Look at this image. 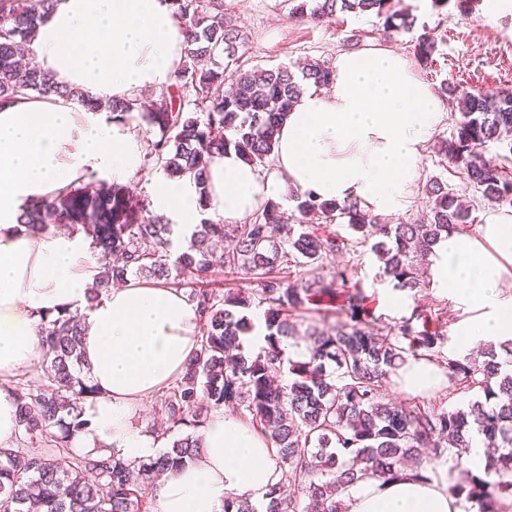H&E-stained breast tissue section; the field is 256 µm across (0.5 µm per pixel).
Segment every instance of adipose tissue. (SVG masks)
I'll return each mask as SVG.
<instances>
[{
	"instance_id": "adipose-tissue-1",
	"label": "adipose tissue",
	"mask_w": 512,
	"mask_h": 512,
	"mask_svg": "<svg viewBox=\"0 0 512 512\" xmlns=\"http://www.w3.org/2000/svg\"><path fill=\"white\" fill-rule=\"evenodd\" d=\"M188 33L170 0H56L27 55L59 85L98 101H125L171 83ZM447 117L433 87L407 58L383 47L341 52L330 82L308 87L280 125L270 174L227 151L210 167L207 210L235 224L287 187L324 199H352L367 212L406 209L421 179V158ZM145 127L107 121L73 102L23 97L0 106V445L18 433L17 408L3 381L40 358L44 317L76 309L85 322L82 352L97 390L75 448L117 446L127 457L155 454L157 442L127 427L137 402L168 386L197 346L199 316L183 292L128 279L97 302L90 238L48 225L27 234L19 216L30 202L67 193L96 173L115 183L145 167ZM159 214L185 233L198 223L191 178L154 188ZM512 210L489 213L477 235L452 234L434 248L430 285L453 290L480 314L457 325L461 347L512 338ZM203 451L179 473L163 474L157 512H221L229 497L263 502L280 480L271 444L234 415L214 413ZM348 512H459L448 487L411 474L353 488Z\"/></svg>"
}]
</instances>
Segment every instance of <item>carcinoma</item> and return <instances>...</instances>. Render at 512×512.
Masks as SVG:
<instances>
[{"label": "carcinoma", "instance_id": "carcinoma-1", "mask_svg": "<svg viewBox=\"0 0 512 512\" xmlns=\"http://www.w3.org/2000/svg\"><path fill=\"white\" fill-rule=\"evenodd\" d=\"M55 0H0V104L18 96H58L96 110L102 103L50 81L34 64L22 68L20 45L51 12ZM189 32L173 83L162 90L165 105L140 98L113 102L122 119L136 111L155 128L147 161L172 178L190 175L199 205L209 198L208 171L215 157L233 149L246 162L270 169L274 133L303 83L324 85L330 65L311 61L302 81L286 66L243 72L236 67L248 36L224 13V0H171ZM295 19L331 23L339 13L372 15L383 29L408 33L418 17L395 9L392 0H288ZM420 65L432 70L439 39L424 31L413 44ZM441 93L456 103L459 118L438 154L491 205L512 207V175L485 156L490 143L512 154V94L450 87ZM427 217L419 224H384L352 200H321L289 189L301 216L298 229L281 234L287 217L268 200L247 224L192 225L186 244L172 256L174 225L146 210L122 216L115 203L112 224H83L98 250V273L88 290L91 303L129 277L184 291L200 318L199 348L157 401L158 412L180 436L156 457L81 454L66 461L60 451L88 425L85 404L94 395L83 374V316L64 310L45 323L39 361L44 384L12 390L18 432L31 448H0V512H148L145 491L160 471L176 473L200 455V432L226 407L240 414L275 446L281 482L263 509L247 498L228 497L224 512H347L344 497L362 482L399 479L406 468L421 482L441 481L427 455L460 462L474 435L497 452L480 474L448 481V493L463 512H503L512 496V340L485 345L470 355L442 356V327H430L415 308L379 335L366 323L367 296L354 268L325 275L328 253L354 254L374 240L382 261L379 277L398 291L428 286L426 269L434 247L452 233H467L472 210L438 175L425 187ZM67 220L56 200L21 215L32 235ZM341 220L347 234L319 237L307 230L318 221ZM233 247L224 249V239ZM225 280L234 287L221 291ZM247 282L250 287L240 286ZM342 297L343 322L310 324L305 344L298 317L324 299ZM262 311L264 344L244 346L255 330L252 309ZM444 365L448 394L478 390L483 398L447 410L384 401L383 387L410 361Z\"/></svg>", "mask_w": 512, "mask_h": 512}]
</instances>
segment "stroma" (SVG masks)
Returning a JSON list of instances; mask_svg holds the SVG:
<instances>
[{"label": "stroma", "mask_w": 512, "mask_h": 512, "mask_svg": "<svg viewBox=\"0 0 512 512\" xmlns=\"http://www.w3.org/2000/svg\"><path fill=\"white\" fill-rule=\"evenodd\" d=\"M400 7L410 8L428 29L442 37L441 54L435 71H421L423 80L432 85L441 81L475 89H512V14L493 15L487 0H469L468 11H460L455 0L442 10H434L431 0H400ZM228 16L249 37V46L241 58L243 69L283 65L290 68L309 61L333 62L336 55L346 51V38L351 31L364 35L365 45L384 44L404 55H411L413 36L409 33L388 34L369 16L345 14L333 26L299 22L289 18L287 0H224ZM445 123L432 135L422 161L423 177L443 175L449 188L470 201L476 223H484L491 208L481 200L479 193L466 186L455 171L443 170L436 152L440 142L451 137L458 112L455 104H448ZM163 173L154 164H147L141 177L134 182L117 184L95 175L89 176L81 187L84 200L77 216L81 224H108L114 195H122L133 213L153 207L154 184ZM356 266L357 276L368 296L369 307L383 324H393L413 308L443 310L446 331H453L461 322L475 317L476 308L456 302L448 291L422 289L417 295L395 293L392 286L381 281L380 263L370 247L359 248L356 254L330 255L323 259L324 272L344 266ZM400 297V304H392V297ZM386 397L394 402L414 400L431 408L453 409L467 406L475 400L476 392L463 391L446 395L436 387L427 392L406 390L398 382L387 385Z\"/></svg>", "instance_id": "stroma-1"}]
</instances>
